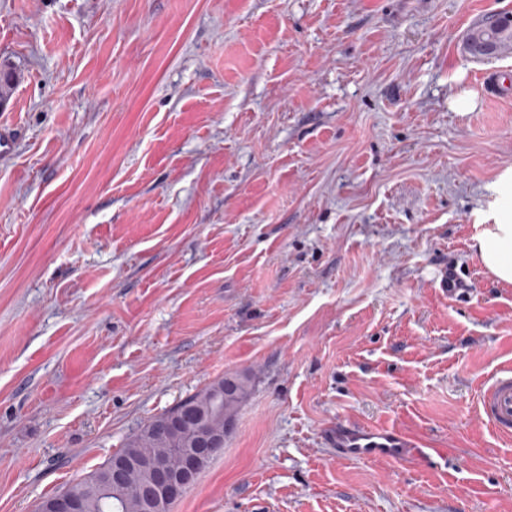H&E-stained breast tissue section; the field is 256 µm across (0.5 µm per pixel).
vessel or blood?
I'll return each mask as SVG.
<instances>
[{"label":"vessel or blood","instance_id":"1","mask_svg":"<svg viewBox=\"0 0 512 512\" xmlns=\"http://www.w3.org/2000/svg\"><path fill=\"white\" fill-rule=\"evenodd\" d=\"M481 417L500 438L512 439V367L493 374L478 398ZM328 446L347 460H404L416 440L395 428H370L354 422H340L325 433Z\"/></svg>","mask_w":512,"mask_h":512}]
</instances>
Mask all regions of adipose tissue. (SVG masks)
I'll return each mask as SVG.
<instances>
[{
	"label": "adipose tissue",
	"mask_w": 512,
	"mask_h": 512,
	"mask_svg": "<svg viewBox=\"0 0 512 512\" xmlns=\"http://www.w3.org/2000/svg\"><path fill=\"white\" fill-rule=\"evenodd\" d=\"M473 248L486 271L512 285V209L500 211L495 223L484 225Z\"/></svg>",
	"instance_id": "ef3b65f1"
}]
</instances>
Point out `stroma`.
I'll return each mask as SVG.
<instances>
[{"instance_id":"stroma-1","label":"stroma","mask_w":512,"mask_h":512,"mask_svg":"<svg viewBox=\"0 0 512 512\" xmlns=\"http://www.w3.org/2000/svg\"><path fill=\"white\" fill-rule=\"evenodd\" d=\"M512 0H0V512L154 416L253 378L171 512H512L476 402L512 285L471 244L512 197ZM473 92L475 105L455 103ZM472 283L444 293L449 270ZM396 427L428 467L337 457ZM490 20L473 27L466 35L464 50L474 58L483 59L486 46L493 49L491 55L512 47V29L494 26ZM324 439L336 455L347 460L402 461L409 448L426 461L427 453L411 435L395 428H370L354 422H340L325 432Z\"/></svg>"}]
</instances>
